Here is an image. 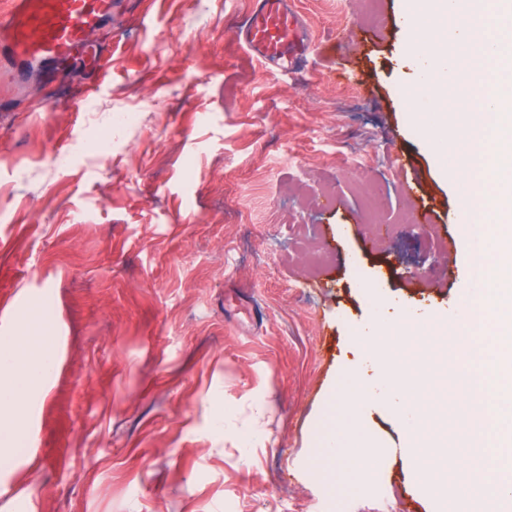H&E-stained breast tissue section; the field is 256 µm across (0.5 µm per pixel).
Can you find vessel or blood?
Masks as SVG:
<instances>
[{
    "label": "vessel or blood",
    "instance_id": "obj_1",
    "mask_svg": "<svg viewBox=\"0 0 512 512\" xmlns=\"http://www.w3.org/2000/svg\"><path fill=\"white\" fill-rule=\"evenodd\" d=\"M116 0H6L0 10V68L19 74L27 65L55 67L109 60L90 43L112 16ZM241 40L261 59L287 62L301 41L298 16L287 0H253Z\"/></svg>",
    "mask_w": 512,
    "mask_h": 512
}]
</instances>
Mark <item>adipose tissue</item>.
I'll return each mask as SVG.
<instances>
[{
    "label": "adipose tissue",
    "instance_id": "obj_1",
    "mask_svg": "<svg viewBox=\"0 0 512 512\" xmlns=\"http://www.w3.org/2000/svg\"><path fill=\"white\" fill-rule=\"evenodd\" d=\"M56 322L41 307H30L14 335L0 338V472H13L15 449L24 439L28 396L42 389L59 368Z\"/></svg>",
    "mask_w": 512,
    "mask_h": 512
}]
</instances>
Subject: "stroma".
<instances>
[{
	"label": "stroma",
	"mask_w": 512,
	"mask_h": 512,
	"mask_svg": "<svg viewBox=\"0 0 512 512\" xmlns=\"http://www.w3.org/2000/svg\"><path fill=\"white\" fill-rule=\"evenodd\" d=\"M289 6L294 69L239 41L249 0H118L91 36L107 77L77 63L0 103V336L40 305L61 358L0 512H433L436 474L413 476L383 407L349 491L314 434L354 327L393 299L440 317L468 285L463 192L426 136L439 104L406 96L405 0L353 42L327 0ZM364 182L395 227L375 250Z\"/></svg>",
	"instance_id": "stroma-1"
}]
</instances>
